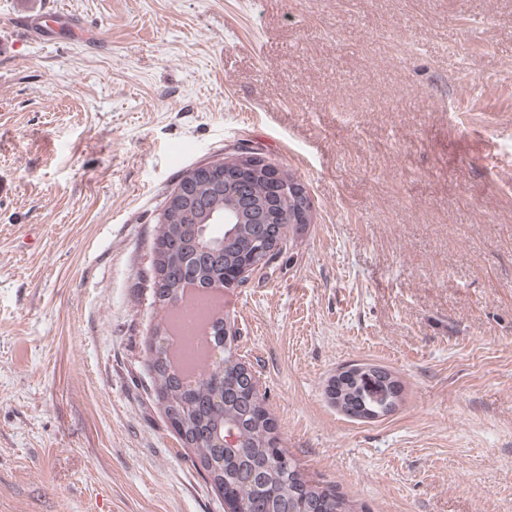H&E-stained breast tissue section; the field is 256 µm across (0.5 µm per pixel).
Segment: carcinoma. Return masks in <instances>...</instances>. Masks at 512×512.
<instances>
[{
    "label": "carcinoma",
    "mask_w": 512,
    "mask_h": 512,
    "mask_svg": "<svg viewBox=\"0 0 512 512\" xmlns=\"http://www.w3.org/2000/svg\"><path fill=\"white\" fill-rule=\"evenodd\" d=\"M266 180L247 187L205 189L204 205L171 218L159 217V234L154 248L155 300L171 311L182 299L183 290L210 289L226 271L248 261L245 243L262 225L253 223L267 199ZM232 202L242 207L244 223L230 228L210 218L212 209L224 212ZM233 230L227 234V230ZM222 244L213 253L202 254V240ZM210 340L218 357L208 363L195 386L182 380L169 352L166 324L156 326L146 349V362L154 374L155 400L166 416H175L184 430L181 444L193 453L194 466L224 501L243 512H353L352 502L332 484L307 477L300 464L282 448L271 445L274 426L264 397L249 387L234 340H225L224 317L211 322ZM390 378L367 366L352 383V391L331 401L347 408H374L392 397ZM234 431L237 444L219 448L216 441Z\"/></svg>",
    "instance_id": "carcinoma-1"
}]
</instances>
